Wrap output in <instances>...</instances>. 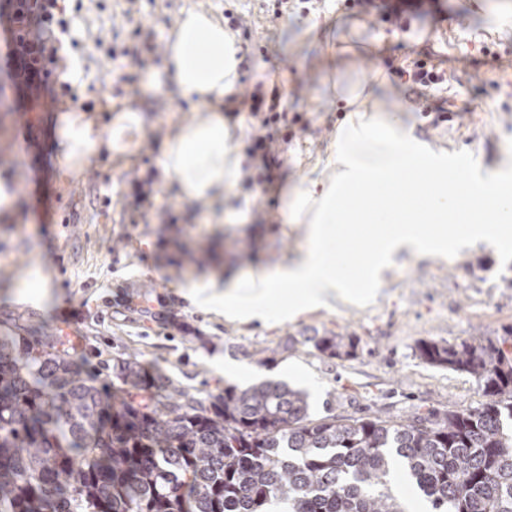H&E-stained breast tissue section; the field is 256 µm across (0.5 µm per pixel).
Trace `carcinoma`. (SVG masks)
I'll use <instances>...</instances> for the list:
<instances>
[{
    "instance_id": "obj_1",
    "label": "carcinoma",
    "mask_w": 512,
    "mask_h": 512,
    "mask_svg": "<svg viewBox=\"0 0 512 512\" xmlns=\"http://www.w3.org/2000/svg\"><path fill=\"white\" fill-rule=\"evenodd\" d=\"M512 327L504 336L421 341L428 364L473 377L466 412L344 422L310 418L281 383L201 397L130 357L120 385L81 365L58 333L0 332V512H407L400 467L432 512H512ZM350 356L335 333L308 338Z\"/></svg>"
}]
</instances>
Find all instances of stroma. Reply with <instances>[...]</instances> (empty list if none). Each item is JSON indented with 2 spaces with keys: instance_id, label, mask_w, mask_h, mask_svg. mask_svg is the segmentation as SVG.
<instances>
[{
  "instance_id": "1",
  "label": "stroma",
  "mask_w": 512,
  "mask_h": 512,
  "mask_svg": "<svg viewBox=\"0 0 512 512\" xmlns=\"http://www.w3.org/2000/svg\"><path fill=\"white\" fill-rule=\"evenodd\" d=\"M68 31L56 34L53 91L33 112L0 71L10 102L0 110V182L13 197L0 215V321L27 330L80 337L87 370L114 382L115 358L136 356L154 375L205 393L261 381L304 390L310 415L340 420L399 419L430 410L463 412L484 399L469 375L422 362L419 341L455 343L512 326V251L484 248L445 259L402 261L386 272L365 307L337 306L293 319L239 323L193 305L180 284L228 278L293 259L302 226H282L280 191L302 184L336 141L346 112L327 89L332 71L372 85L400 111L414 136L456 157L481 151L482 169L512 168V0H434L413 13L409 31L382 20V0L275 16L276 0H65ZM219 19L240 17L236 45L248 61L240 92L278 95L290 120L268 158L251 154L244 226L204 223L203 205L189 206L160 172L161 149L195 105L174 84L148 93L147 75L162 69L165 40L183 10ZM423 61L441 75L425 90L427 106L406 99L397 69ZM79 104L109 126L134 105L144 120L125 152L101 154L72 176L60 169L57 118ZM27 127L40 141L30 159L5 149ZM153 193L136 202L134 181ZM244 252L227 266L225 256ZM49 283L40 304L30 300L31 270ZM332 332L353 340V355L329 359L309 338ZM288 350H280V343ZM273 359L260 361L262 349Z\"/></svg>"
}]
</instances>
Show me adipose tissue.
Segmentation results:
<instances>
[{"mask_svg": "<svg viewBox=\"0 0 512 512\" xmlns=\"http://www.w3.org/2000/svg\"><path fill=\"white\" fill-rule=\"evenodd\" d=\"M198 105L165 143L160 168L184 203L204 202L209 221L246 215L248 196L237 188L246 176L234 126L224 105L238 93L239 60L233 38L208 11H184L166 40L165 73L149 75L150 89L164 80ZM349 112L336 143L313 177L294 187L280 212L286 224L304 227L303 247L292 261L255 269L220 284L193 281L183 286L196 304L228 317L290 319L332 308L342 301L366 303L385 271L399 259L444 258L480 243L502 251L512 246V176L482 172L473 153L458 167L465 182L448 180V156L418 140L411 129L360 84L344 94ZM135 107L118 113L101 130L77 109L59 116L58 160L76 172L104 151H124L129 131H143ZM466 216L465 228L449 226ZM359 251L351 253L347 242Z\"/></svg>", "mask_w": 512, "mask_h": 512, "instance_id": "obj_1", "label": "adipose tissue"}]
</instances>
